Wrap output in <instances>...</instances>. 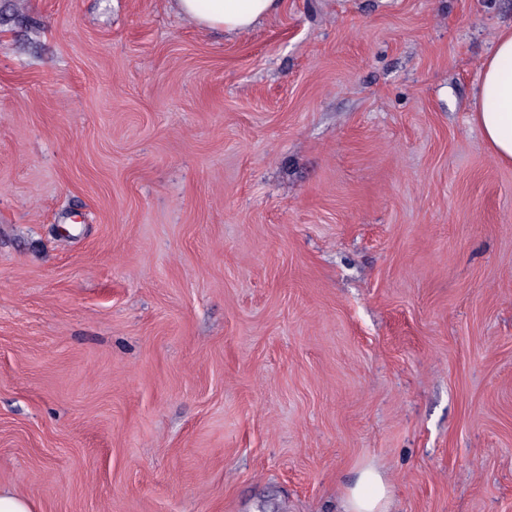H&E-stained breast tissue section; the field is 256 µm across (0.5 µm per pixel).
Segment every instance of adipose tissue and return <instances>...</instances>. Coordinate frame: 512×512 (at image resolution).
Returning <instances> with one entry per match:
<instances>
[{
	"label": "adipose tissue",
	"instance_id": "obj_1",
	"mask_svg": "<svg viewBox=\"0 0 512 512\" xmlns=\"http://www.w3.org/2000/svg\"><path fill=\"white\" fill-rule=\"evenodd\" d=\"M280 5V0H172L179 15L230 34L260 26ZM470 115L496 161L512 165V28L498 33L482 63ZM389 498L385 478L368 467L347 490L342 512H388Z\"/></svg>",
	"mask_w": 512,
	"mask_h": 512
}]
</instances>
